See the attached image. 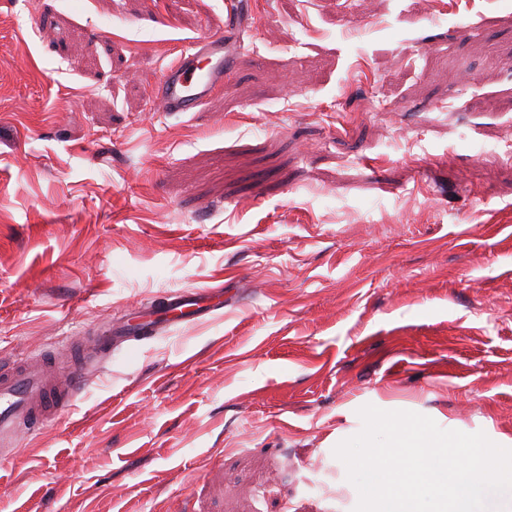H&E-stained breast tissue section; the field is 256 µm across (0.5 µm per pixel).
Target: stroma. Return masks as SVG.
<instances>
[{"label":"stroma","mask_w":512,"mask_h":512,"mask_svg":"<svg viewBox=\"0 0 512 512\" xmlns=\"http://www.w3.org/2000/svg\"><path fill=\"white\" fill-rule=\"evenodd\" d=\"M0 0V355L169 290L223 314L90 365L0 512H354L373 405L512 438V0ZM238 49L224 32L196 39L155 83L153 97L157 105L164 112H195L224 89V77L234 69Z\"/></svg>","instance_id":"1"}]
</instances>
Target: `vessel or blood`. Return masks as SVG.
<instances>
[{"label":"vessel or blood","mask_w":512,"mask_h":512,"mask_svg":"<svg viewBox=\"0 0 512 512\" xmlns=\"http://www.w3.org/2000/svg\"><path fill=\"white\" fill-rule=\"evenodd\" d=\"M238 46L224 33H210L167 66L153 88L157 105L166 112H193L215 92L235 67ZM224 310V296L215 290H175L161 302L137 307V323L120 321L98 336L93 346L108 353L130 340L157 337L169 328L204 322ZM85 348L70 350V363L62 376L50 374L36 356L17 357L0 363V460L13 454L16 435L33 434L42 422L71 408L85 381Z\"/></svg>","instance_id":"1"}]
</instances>
